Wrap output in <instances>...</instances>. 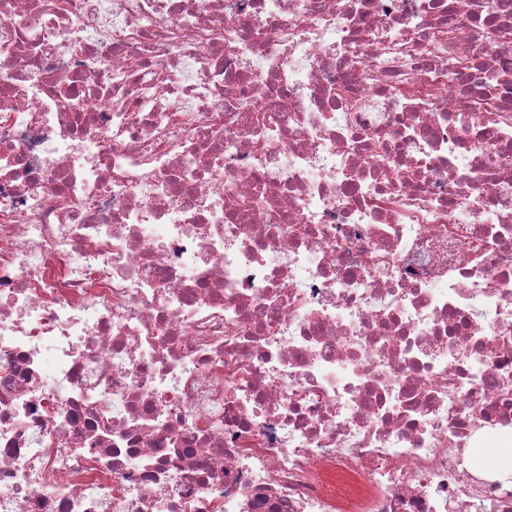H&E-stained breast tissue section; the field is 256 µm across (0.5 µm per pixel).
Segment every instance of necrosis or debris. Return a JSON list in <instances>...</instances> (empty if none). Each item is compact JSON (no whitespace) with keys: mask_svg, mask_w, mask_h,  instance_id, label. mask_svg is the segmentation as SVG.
<instances>
[{"mask_svg":"<svg viewBox=\"0 0 512 512\" xmlns=\"http://www.w3.org/2000/svg\"><path fill=\"white\" fill-rule=\"evenodd\" d=\"M512 0H0V512H512Z\"/></svg>","mask_w":512,"mask_h":512,"instance_id":"4bbe7bcc","label":"necrosis or debris"}]
</instances>
